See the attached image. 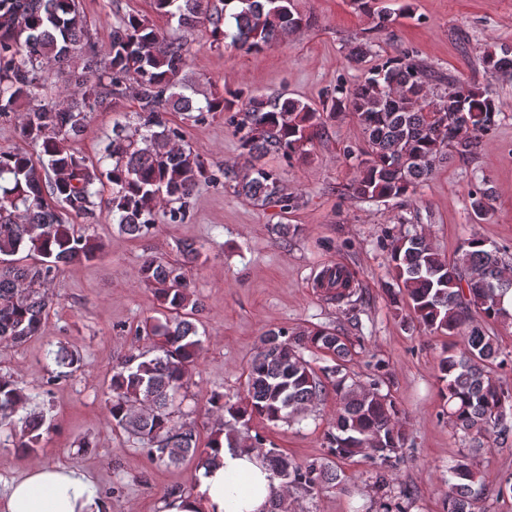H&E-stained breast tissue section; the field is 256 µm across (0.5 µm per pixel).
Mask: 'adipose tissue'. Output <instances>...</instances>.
<instances>
[{
    "instance_id": "adipose-tissue-1",
    "label": "adipose tissue",
    "mask_w": 512,
    "mask_h": 512,
    "mask_svg": "<svg viewBox=\"0 0 512 512\" xmlns=\"http://www.w3.org/2000/svg\"><path fill=\"white\" fill-rule=\"evenodd\" d=\"M275 485L259 449L224 448L199 470L195 493L167 499L163 512H269ZM107 509L88 475L72 467H36L0 490V512Z\"/></svg>"
}]
</instances>
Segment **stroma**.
<instances>
[{"label": "stroma", "instance_id": "35a3bbf8", "mask_svg": "<svg viewBox=\"0 0 512 512\" xmlns=\"http://www.w3.org/2000/svg\"><path fill=\"white\" fill-rule=\"evenodd\" d=\"M295 4L306 26L259 53L213 48L201 27L188 33L190 96L200 102L242 88L283 92L317 106L330 87L355 84L382 58L407 51L446 78L491 87L501 109L497 126L474 155L441 164L403 200L361 202L348 193L353 168L345 152L359 146L362 133L344 112L315 138L306 160L288 165L265 156L293 198L288 208L260 206L223 185L203 183L183 223H159L145 237L121 233L111 215L101 213L93 232L104 251L95 262L58 272L49 286L54 305L42 335L20 346L0 343V373L33 392L48 387L43 400L54 424L37 451L0 446V486L36 467L66 465L91 478L110 512H160L167 498L194 493L195 462L170 467L152 460L127 434L113 430L105 400L113 361L152 346L136 332L161 311L139 274L142 262L151 255L176 257L184 243L195 242L204 255L186 275L201 306L197 325L204 350L184 392L188 422L207 434L215 421L206 411L210 394L221 393L231 403L243 395L248 366L266 330L330 326L353 346L347 364L353 379L366 380L375 361L385 362L384 388L401 411L407 444L387 492L377 491L371 466L358 456L342 466L345 485L313 497L290 493L288 512H379L386 500L403 501L407 512H446L448 468L468 451L442 416L437 364L447 339L396 316L386 293L391 277L384 245L416 229L450 257L473 233L512 253V76L486 74L477 66L484 44L512 46V0H386L394 22L385 30L376 29L354 0ZM81 7L102 48L118 18L153 13L152 0H81ZM364 39L373 45L372 56L350 64V48ZM135 109L128 98L106 101L89 115L78 151L97 157L114 121ZM168 118L210 164L240 160L239 140L224 115L202 123L179 112ZM483 181L494 200L490 214L479 220L469 192ZM278 224L288 225L287 237L275 234ZM329 267L352 273L354 301L330 299L317 288L319 272ZM58 343L78 350L83 365L50 385L46 379L55 366L45 350ZM335 411L331 393L300 423L256 419L249 432L260 435L265 447L312 460L325 453L324 434ZM472 461L485 481L476 512H512V494L499 491L502 478L512 475V446L484 449Z\"/></svg>", "mask_w": 512, "mask_h": 512}]
</instances>
